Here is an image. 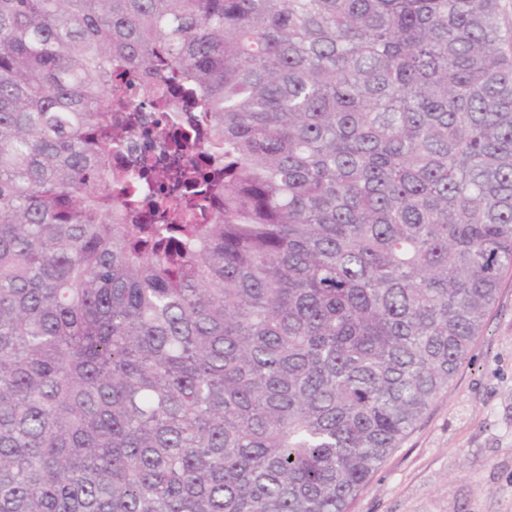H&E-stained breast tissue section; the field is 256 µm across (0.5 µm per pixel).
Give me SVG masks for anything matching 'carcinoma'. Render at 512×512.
<instances>
[{
    "mask_svg": "<svg viewBox=\"0 0 512 512\" xmlns=\"http://www.w3.org/2000/svg\"><path fill=\"white\" fill-rule=\"evenodd\" d=\"M503 9L0 0V512H349L512 273ZM128 73L207 163L112 168Z\"/></svg>",
    "mask_w": 512,
    "mask_h": 512,
    "instance_id": "carcinoma-1",
    "label": "carcinoma"
}]
</instances>
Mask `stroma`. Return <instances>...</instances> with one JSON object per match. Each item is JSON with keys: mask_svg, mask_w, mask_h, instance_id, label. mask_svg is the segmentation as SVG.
<instances>
[{"mask_svg": "<svg viewBox=\"0 0 512 512\" xmlns=\"http://www.w3.org/2000/svg\"><path fill=\"white\" fill-rule=\"evenodd\" d=\"M350 512H512V274L468 362Z\"/></svg>", "mask_w": 512, "mask_h": 512, "instance_id": "1", "label": "stroma"}]
</instances>
